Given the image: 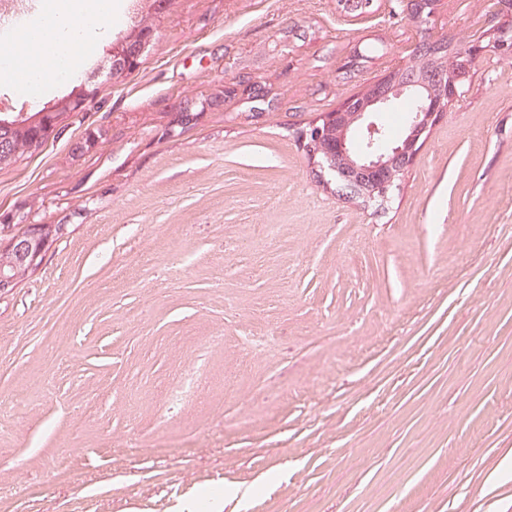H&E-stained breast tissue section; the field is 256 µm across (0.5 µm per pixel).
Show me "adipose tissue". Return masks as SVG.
Listing matches in <instances>:
<instances>
[{"mask_svg":"<svg viewBox=\"0 0 512 512\" xmlns=\"http://www.w3.org/2000/svg\"><path fill=\"white\" fill-rule=\"evenodd\" d=\"M112 29V0H52L36 23L16 31L20 49L0 53V79L25 97L68 81Z\"/></svg>","mask_w":512,"mask_h":512,"instance_id":"adipose-tissue-1","label":"adipose tissue"}]
</instances>
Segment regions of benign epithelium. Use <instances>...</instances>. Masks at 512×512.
Returning a JSON list of instances; mask_svg holds the SVG:
<instances>
[{
    "label": "benign epithelium",
    "instance_id": "obj_1",
    "mask_svg": "<svg viewBox=\"0 0 512 512\" xmlns=\"http://www.w3.org/2000/svg\"><path fill=\"white\" fill-rule=\"evenodd\" d=\"M436 4L423 0H407L410 19L417 24H429L435 17ZM502 10L489 13V49L512 58V23L500 20ZM158 41L155 24L136 30L131 36L120 35L109 47L107 55L96 66L91 76L79 83L68 95L58 100V106L78 101V108H86L97 98V79L105 77L108 83H118L147 58ZM480 43L471 45L467 53L452 55L453 71L435 65L407 78L401 71H391L383 79L369 86L365 95L349 97L320 124H312L299 132L298 141L312 162L328 176L325 184L336 182L351 191L350 197L363 205H383L398 181L413 164L423 136L461 100L460 88L471 77L476 56L485 51ZM410 100L413 109L408 113L403 137L385 136L377 115L396 100ZM61 224H27L0 245V262L12 267L13 275L0 278V294L11 292L42 261L52 242L62 237Z\"/></svg>",
    "mask_w": 512,
    "mask_h": 512
}]
</instances>
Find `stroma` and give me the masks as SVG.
Listing matches in <instances>:
<instances>
[{
  "instance_id": "obj_1",
  "label": "stroma",
  "mask_w": 512,
  "mask_h": 512,
  "mask_svg": "<svg viewBox=\"0 0 512 512\" xmlns=\"http://www.w3.org/2000/svg\"><path fill=\"white\" fill-rule=\"evenodd\" d=\"M489 3L172 0L0 171V242L67 229L0 294V512H512V59L477 57L384 208L297 140ZM152 2L147 5V10L143 9L145 6L137 8L131 17V22L126 33L133 32L135 29L142 25L151 24L153 22L152 9L157 1V11L155 23L146 27L137 29L131 36L124 34L117 37V40L109 47L107 55L96 66L91 76L86 80L79 83L78 86L68 95L58 99V110L66 105L68 102L77 100V110L84 109L92 104L97 98L99 86L97 79L105 77L106 83H118L135 66H140V60L145 59L152 53L158 41V26L156 19L160 17L169 7L170 1L168 0H138V2Z\"/></svg>"
}]
</instances>
